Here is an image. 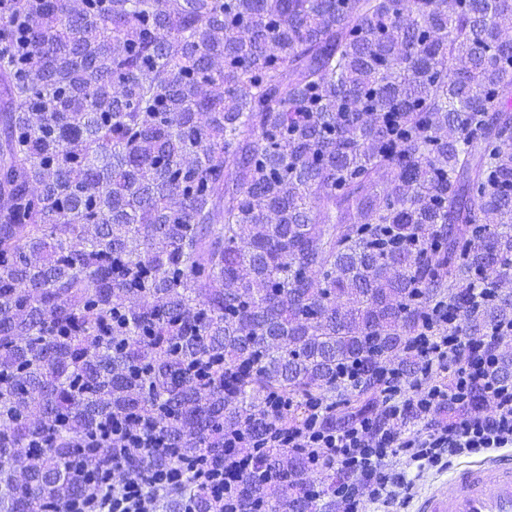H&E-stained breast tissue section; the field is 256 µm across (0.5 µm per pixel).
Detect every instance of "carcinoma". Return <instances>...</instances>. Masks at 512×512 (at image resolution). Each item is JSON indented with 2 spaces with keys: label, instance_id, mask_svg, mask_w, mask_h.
<instances>
[{
  "label": "carcinoma",
  "instance_id": "cac0c4a2",
  "mask_svg": "<svg viewBox=\"0 0 512 512\" xmlns=\"http://www.w3.org/2000/svg\"><path fill=\"white\" fill-rule=\"evenodd\" d=\"M511 16L512 0H0V512H63L74 439L147 411L170 448L130 473L248 456L274 508L332 512L336 469L254 443L311 400L332 428L372 414L377 386L338 400L340 373L414 374L438 309L459 336L512 320ZM475 288L495 293L469 304ZM511 374L504 348L492 377ZM232 497L269 507L249 474Z\"/></svg>",
  "mask_w": 512,
  "mask_h": 512
}]
</instances>
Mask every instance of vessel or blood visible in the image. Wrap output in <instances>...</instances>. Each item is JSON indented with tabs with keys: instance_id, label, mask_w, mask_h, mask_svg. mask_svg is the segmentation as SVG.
<instances>
[{
	"instance_id": "1",
	"label": "vessel or blood",
	"mask_w": 512,
	"mask_h": 512,
	"mask_svg": "<svg viewBox=\"0 0 512 512\" xmlns=\"http://www.w3.org/2000/svg\"><path fill=\"white\" fill-rule=\"evenodd\" d=\"M417 512H512V457L458 471L423 495Z\"/></svg>"
}]
</instances>
